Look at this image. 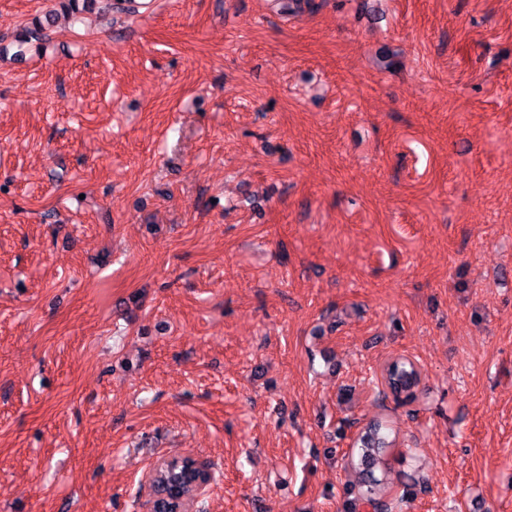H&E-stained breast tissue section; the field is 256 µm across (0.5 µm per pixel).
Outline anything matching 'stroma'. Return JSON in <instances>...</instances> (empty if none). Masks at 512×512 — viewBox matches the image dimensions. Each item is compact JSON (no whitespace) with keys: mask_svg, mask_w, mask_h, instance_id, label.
Returning <instances> with one entry per match:
<instances>
[{"mask_svg":"<svg viewBox=\"0 0 512 512\" xmlns=\"http://www.w3.org/2000/svg\"><path fill=\"white\" fill-rule=\"evenodd\" d=\"M141 2L0 0V512H512V0ZM57 8L49 13H46L43 18L34 17L28 22L20 31L17 36V41L20 45L28 43L31 40H40L45 37L46 30L53 23L57 10H61L67 13H79L85 10L87 7L93 6L98 3H104V9L112 11V0H56ZM386 395L390 394L396 403H412L417 398L421 375L407 360H396L387 365L382 373ZM387 391V392H386ZM396 446V435L386 421L372 419L357 433L352 443L350 458V486H358L365 503L375 512H385L390 507L383 496L387 492L385 460ZM381 472V477L376 472Z\"/></svg>","mask_w":512,"mask_h":512,"instance_id":"obj_1","label":"stroma"}]
</instances>
